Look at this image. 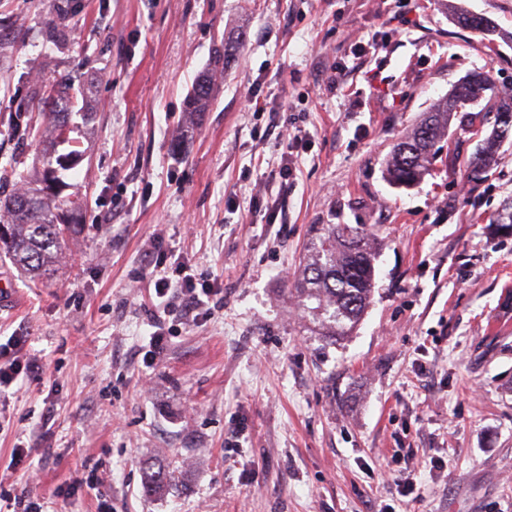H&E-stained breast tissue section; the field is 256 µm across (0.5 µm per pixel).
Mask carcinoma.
Masks as SVG:
<instances>
[{"label": "carcinoma", "instance_id": "cac0c4a2", "mask_svg": "<svg viewBox=\"0 0 512 512\" xmlns=\"http://www.w3.org/2000/svg\"><path fill=\"white\" fill-rule=\"evenodd\" d=\"M212 91V76L205 74L193 88L186 111H207ZM487 92L490 97L483 111L512 110V95L494 93L488 74L472 72L451 90L453 105L442 99L420 126L431 123L433 135L440 139L457 115L460 121L474 125L484 115L471 108ZM79 93L75 81L66 76L33 92L43 122L35 129H23L21 136L39 137L48 142V148L32 168L11 169L10 178L17 190L0 203V253L8 255L16 268L34 281L62 264L66 234L79 224L82 216V198L77 193H67L72 184L61 176V172L77 166L82 155L75 150L56 154L58 145L75 144L70 137L76 129L73 115L87 116L76 109ZM418 130L419 126L414 127L393 148L388 175L397 186H409L420 180L435 158V153L427 150V143L417 137ZM502 146L501 134L492 129L469 161L467 178L473 180L474 171L486 170L497 159ZM63 214L70 217V223H59ZM307 253L308 260L290 293L307 331L334 342L357 327L370 303L376 255L371 234L358 224H316Z\"/></svg>", "mask_w": 512, "mask_h": 512}]
</instances>
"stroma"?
I'll return each instance as SVG.
<instances>
[{
	"mask_svg": "<svg viewBox=\"0 0 512 512\" xmlns=\"http://www.w3.org/2000/svg\"><path fill=\"white\" fill-rule=\"evenodd\" d=\"M493 31L462 28L452 7ZM239 41L207 112L196 77ZM0 170L33 163L32 92L84 78L92 121L72 175L86 204L53 283L0 254V336L42 380L0 398V487L42 512H512V146L478 184V137L451 125L417 184L386 177L398 139L473 71L512 94V0H0ZM300 133L281 179L282 131ZM316 224L379 250L370 306L341 343L288 297ZM214 279L202 323L165 315L151 352L139 282ZM28 442L29 467L10 470ZM172 473L164 491L149 471ZM415 472L407 496L391 478Z\"/></svg>",
	"mask_w": 512,
	"mask_h": 512,
	"instance_id": "stroma-1",
	"label": "stroma"
}]
</instances>
